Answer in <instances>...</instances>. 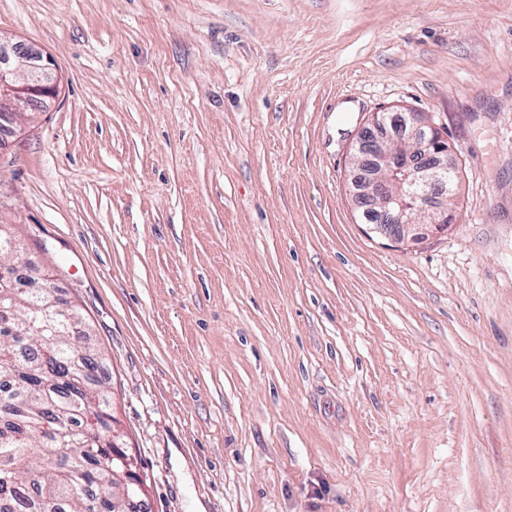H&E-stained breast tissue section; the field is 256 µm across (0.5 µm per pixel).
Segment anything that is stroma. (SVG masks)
<instances>
[{
  "instance_id": "obj_1",
  "label": "stroma",
  "mask_w": 512,
  "mask_h": 512,
  "mask_svg": "<svg viewBox=\"0 0 512 512\" xmlns=\"http://www.w3.org/2000/svg\"><path fill=\"white\" fill-rule=\"evenodd\" d=\"M59 92L0 224L80 307L150 512H512V0H0ZM459 151L457 221L371 233L380 109Z\"/></svg>"
}]
</instances>
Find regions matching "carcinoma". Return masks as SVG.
Here are the masks:
<instances>
[{
    "label": "carcinoma",
    "mask_w": 512,
    "mask_h": 512,
    "mask_svg": "<svg viewBox=\"0 0 512 512\" xmlns=\"http://www.w3.org/2000/svg\"><path fill=\"white\" fill-rule=\"evenodd\" d=\"M1 304L17 334L0 331V375L11 379L0 397V512H127L119 486L107 483L112 440L84 432L89 416L112 417L91 334L72 336L62 313L46 327L18 288Z\"/></svg>",
    "instance_id": "carcinoma-1"
}]
</instances>
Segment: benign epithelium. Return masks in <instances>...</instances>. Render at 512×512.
I'll return each instance as SVG.
<instances>
[{
	"instance_id": "benign-epithelium-1",
	"label": "benign epithelium",
	"mask_w": 512,
	"mask_h": 512,
	"mask_svg": "<svg viewBox=\"0 0 512 512\" xmlns=\"http://www.w3.org/2000/svg\"><path fill=\"white\" fill-rule=\"evenodd\" d=\"M50 59L29 46L0 38V130L9 131L19 112L44 108L57 96ZM398 126H393V118ZM351 171L365 174L356 200L374 218L373 231L394 242L420 241L456 221L447 200L454 195L457 149L443 125L428 112L384 109L371 114L350 157ZM48 278L36 272L14 280L11 266H0V288H29L43 295ZM112 476L124 486L129 504L144 508L146 478L129 449L112 455Z\"/></svg>"
}]
</instances>
